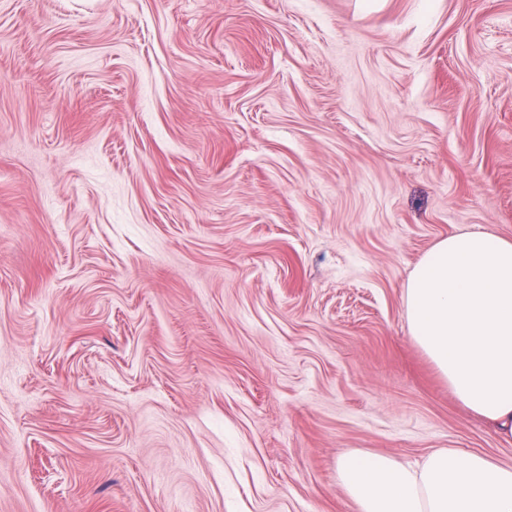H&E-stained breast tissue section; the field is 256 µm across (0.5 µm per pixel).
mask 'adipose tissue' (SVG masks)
Listing matches in <instances>:
<instances>
[{
    "instance_id": "adipose-tissue-1",
    "label": "adipose tissue",
    "mask_w": 512,
    "mask_h": 512,
    "mask_svg": "<svg viewBox=\"0 0 512 512\" xmlns=\"http://www.w3.org/2000/svg\"><path fill=\"white\" fill-rule=\"evenodd\" d=\"M411 334L456 400L512 437V239L454 234L422 257L405 290ZM338 474L360 512H512V465L440 448L409 467L353 452Z\"/></svg>"
}]
</instances>
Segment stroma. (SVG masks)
Segmentation results:
<instances>
[{
	"label": "stroma",
	"mask_w": 512,
	"mask_h": 512,
	"mask_svg": "<svg viewBox=\"0 0 512 512\" xmlns=\"http://www.w3.org/2000/svg\"><path fill=\"white\" fill-rule=\"evenodd\" d=\"M512 238V0H0V512H358L512 464L414 342ZM338 474L359 512H512V465L480 453L440 448L408 467L353 452Z\"/></svg>",
	"instance_id": "obj_1"
}]
</instances>
